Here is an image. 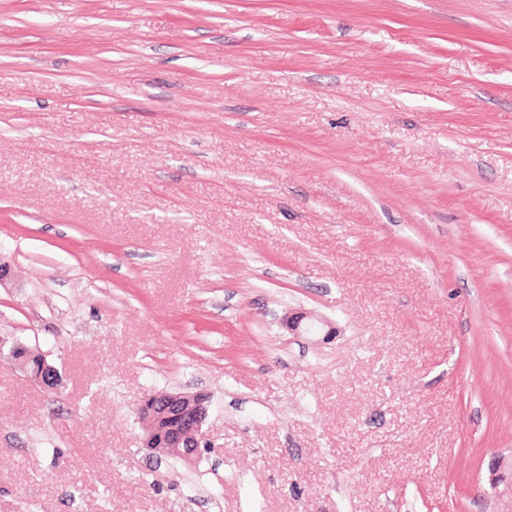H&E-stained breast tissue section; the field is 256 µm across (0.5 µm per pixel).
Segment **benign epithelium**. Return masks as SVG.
Instances as JSON below:
<instances>
[{
  "instance_id": "1",
  "label": "benign epithelium",
  "mask_w": 512,
  "mask_h": 512,
  "mask_svg": "<svg viewBox=\"0 0 512 512\" xmlns=\"http://www.w3.org/2000/svg\"><path fill=\"white\" fill-rule=\"evenodd\" d=\"M305 312H294L282 319L289 333L309 332L314 324ZM12 362L32 381L49 390L61 384V374L46 356L36 349L18 344L10 351ZM210 396L206 393L157 392L144 397L137 411L142 429L141 447L164 457L191 460L204 443V425L209 415ZM492 494L512 507V461L499 456L490 464Z\"/></svg>"
}]
</instances>
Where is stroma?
<instances>
[{
  "label": "stroma",
  "instance_id": "stroma-1",
  "mask_svg": "<svg viewBox=\"0 0 512 512\" xmlns=\"http://www.w3.org/2000/svg\"><path fill=\"white\" fill-rule=\"evenodd\" d=\"M0 261V512H499L512 0H0ZM12 362L32 381L49 390H56L61 384V374L46 356L36 349L17 344L10 351ZM207 393L157 392L144 397L137 411L141 448L164 457L191 460L200 452L209 415Z\"/></svg>",
  "mask_w": 512,
  "mask_h": 512
}]
</instances>
